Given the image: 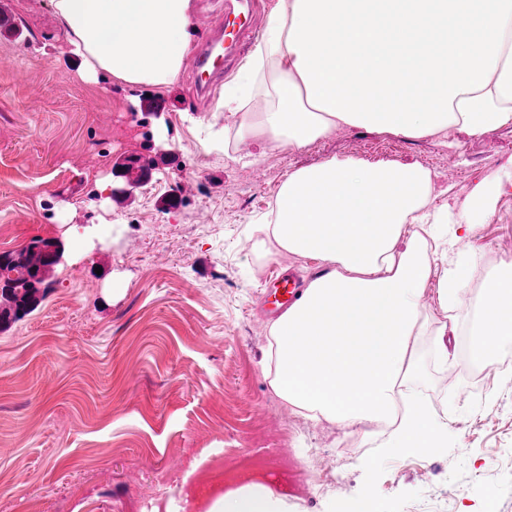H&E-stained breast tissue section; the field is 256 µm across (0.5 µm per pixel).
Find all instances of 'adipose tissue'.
Masks as SVG:
<instances>
[{
    "mask_svg": "<svg viewBox=\"0 0 512 512\" xmlns=\"http://www.w3.org/2000/svg\"><path fill=\"white\" fill-rule=\"evenodd\" d=\"M85 76L164 90L195 30L192 0H51ZM268 99L260 112L247 104ZM239 146L298 152L339 127L414 139L512 125V0H278L262 41L225 93ZM432 173L417 164L335 157L288 173L263 232L268 258L320 261L321 272L271 326V386L298 413L346 435L397 427L398 456L448 445L412 385L424 333L420 298L444 319L436 365L454 366L465 290L480 257L470 237L505 184L486 176L457 219L430 211ZM512 343V273L488 280L468 356L489 364ZM205 512H288L287 496L248 482L208 496Z\"/></svg>",
    "mask_w": 512,
    "mask_h": 512,
    "instance_id": "1",
    "label": "adipose tissue"
}]
</instances>
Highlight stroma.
Here are the masks:
<instances>
[{
    "label": "stroma",
    "mask_w": 512,
    "mask_h": 512,
    "mask_svg": "<svg viewBox=\"0 0 512 512\" xmlns=\"http://www.w3.org/2000/svg\"><path fill=\"white\" fill-rule=\"evenodd\" d=\"M2 14L15 25L0 33V253L49 239L64 260L38 309L0 332V512H194L200 483L230 490L254 475L282 490L300 450L341 479L290 512H346L366 495L378 512H512V364L469 362L471 317L451 372L435 367L431 336L418 341L416 383L448 420L447 448L389 456L377 436L343 441L265 374L274 275L306 282L321 266L266 260L255 223L289 171L334 156L423 165L431 208L457 213L512 159V125L417 139L344 127L255 165L201 147L205 123L235 134L239 115L218 102L238 67L202 99L185 71L165 91H133L81 77L51 0H0ZM130 156L155 169L119 194L113 171ZM472 246L484 256L474 302L512 259V191Z\"/></svg>",
    "instance_id": "obj_1"
}]
</instances>
